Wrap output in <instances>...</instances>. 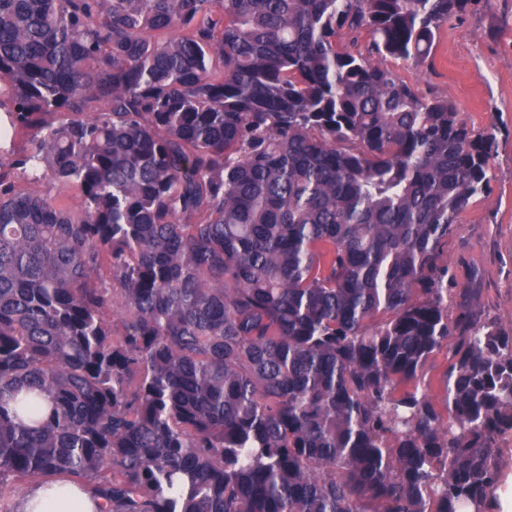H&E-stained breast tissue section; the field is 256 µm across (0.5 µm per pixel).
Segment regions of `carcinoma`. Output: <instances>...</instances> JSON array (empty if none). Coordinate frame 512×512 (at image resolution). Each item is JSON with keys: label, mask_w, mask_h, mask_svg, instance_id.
Wrapping results in <instances>:
<instances>
[{"label": "carcinoma", "mask_w": 512, "mask_h": 512, "mask_svg": "<svg viewBox=\"0 0 512 512\" xmlns=\"http://www.w3.org/2000/svg\"><path fill=\"white\" fill-rule=\"evenodd\" d=\"M466 5L0 0L5 512L51 478L103 512H497L512 336L448 319L442 250L494 135L380 64ZM20 185L29 191L49 195L55 198L61 204L66 205L74 210L79 209L82 204V197L80 192L74 186L61 188L60 186L48 183L47 181L38 184L20 182ZM448 345L443 346L429 361L426 369V384L429 386L426 392L436 401H440L443 393L442 378L448 367Z\"/></svg>", "instance_id": "1"}]
</instances>
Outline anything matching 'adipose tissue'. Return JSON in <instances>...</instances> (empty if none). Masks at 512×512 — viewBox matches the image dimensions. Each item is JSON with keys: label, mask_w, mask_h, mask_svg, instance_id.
I'll list each match as a JSON object with an SVG mask.
<instances>
[{"label": "adipose tissue", "mask_w": 512, "mask_h": 512, "mask_svg": "<svg viewBox=\"0 0 512 512\" xmlns=\"http://www.w3.org/2000/svg\"><path fill=\"white\" fill-rule=\"evenodd\" d=\"M101 504L85 486L50 482L31 487L19 500L18 512H100Z\"/></svg>", "instance_id": "obj_1"}]
</instances>
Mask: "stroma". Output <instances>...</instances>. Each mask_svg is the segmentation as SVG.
<instances>
[{"label": "stroma", "instance_id": "1", "mask_svg": "<svg viewBox=\"0 0 512 512\" xmlns=\"http://www.w3.org/2000/svg\"><path fill=\"white\" fill-rule=\"evenodd\" d=\"M382 65L495 137L489 188L460 214L444 248L448 312L472 305L477 323L512 336V0H470L442 26L424 64L389 57Z\"/></svg>", "mask_w": 512, "mask_h": 512}]
</instances>
